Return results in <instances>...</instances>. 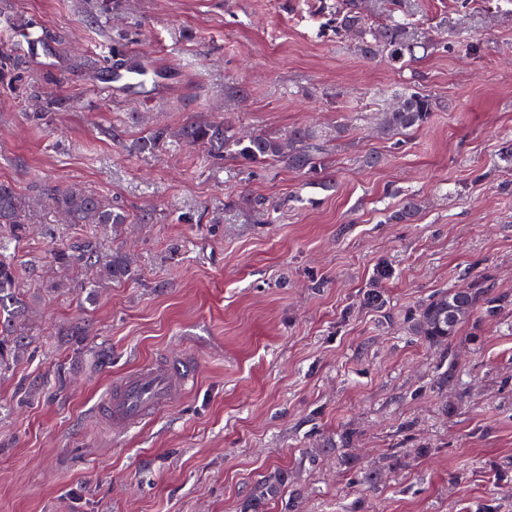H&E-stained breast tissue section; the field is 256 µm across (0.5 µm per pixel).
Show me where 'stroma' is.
<instances>
[{
  "mask_svg": "<svg viewBox=\"0 0 512 512\" xmlns=\"http://www.w3.org/2000/svg\"><path fill=\"white\" fill-rule=\"evenodd\" d=\"M325 0H0V182L26 200L73 184L121 205L119 231L38 213L16 253L27 344L0 377V512H240L288 474L267 512H475L512 462V309L463 324L462 386H435L440 350L407 332L434 292L490 276L512 294V0H420L410 21L435 45L404 67L336 37ZM50 48L27 58L25 31ZM456 46L443 50L448 39ZM138 55L156 98L108 84L113 49ZM413 89L440 102L424 126L382 137L376 117ZM59 106L42 123L41 99ZM228 120L246 131H322L323 163L204 165L153 126ZM377 156L367 165V156ZM272 205L256 223L248 198ZM414 198V221L389 216ZM96 235L133 276L87 294L86 269L52 266L50 240ZM393 274L375 282L379 264ZM379 287L386 305H362ZM82 322V344L63 332ZM189 356L199 374L167 407L117 430L99 404L148 362ZM456 403L447 416L439 407ZM347 450L378 466L429 446L371 490L342 473ZM286 481L287 478L283 473L261 481L243 502L241 512H265V502L278 497Z\"/></svg>",
  "mask_w": 512,
  "mask_h": 512,
  "instance_id": "obj_1",
  "label": "stroma"
}]
</instances>
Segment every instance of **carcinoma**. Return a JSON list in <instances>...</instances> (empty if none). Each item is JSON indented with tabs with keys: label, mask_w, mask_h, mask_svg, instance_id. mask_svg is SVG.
Segmentation results:
<instances>
[{
	"label": "carcinoma",
	"mask_w": 512,
	"mask_h": 512,
	"mask_svg": "<svg viewBox=\"0 0 512 512\" xmlns=\"http://www.w3.org/2000/svg\"><path fill=\"white\" fill-rule=\"evenodd\" d=\"M388 19L377 23L352 2L336 0L330 23L339 37L352 36L360 55L366 59L384 56L394 66H405L416 55V49L431 46L430 39L417 31L409 16L415 0H387ZM438 102L429 94L408 91L398 96L396 104L383 112L380 133L394 137L418 128L430 118ZM179 139L199 146L209 161L226 158L243 168L258 163L276 164L294 171L315 174L321 167L322 144L319 132L308 127L294 128L285 133L255 132L241 135L227 121H200L192 119L178 131ZM173 137L166 127L149 131L140 144V150L151 152ZM51 209L69 224H94L118 227L129 222L122 209L95 193L78 186L53 189L47 193ZM33 207L22 199L8 183L0 182V374L9 371L18 361L26 344L25 313L27 303L20 291V273L4 250L20 243L27 236ZM52 262L60 268L81 265L91 270L88 279L94 287L107 281L131 275L132 265L121 251L102 254L95 241L78 245L56 247L51 250ZM512 307V294L493 289L491 277L474 281L466 288H448L434 293L408 317V331L424 343L443 351L437 384L442 389L459 390L453 339L458 327L479 314L495 319L502 310ZM430 448H394L381 467L366 466L347 454L341 462L354 480L367 487L378 486L387 471L404 469L410 455L424 456ZM287 481L280 473L261 481L243 502L241 512H265V502L277 497ZM512 491V474L505 468L497 469L493 492L477 512H500L501 497Z\"/></svg>",
	"instance_id": "obj_1"
}]
</instances>
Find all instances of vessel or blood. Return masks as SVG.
Here are the masks:
<instances>
[{"instance_id": "1", "label": "vessel or blood", "mask_w": 512, "mask_h": 512, "mask_svg": "<svg viewBox=\"0 0 512 512\" xmlns=\"http://www.w3.org/2000/svg\"><path fill=\"white\" fill-rule=\"evenodd\" d=\"M110 73L113 81L124 84L131 99L149 100L146 69L124 63L111 68ZM195 370V360L188 357L171 359L162 364H144L113 384L102 411L112 426L127 427L183 392L188 379L194 377Z\"/></svg>"}]
</instances>
